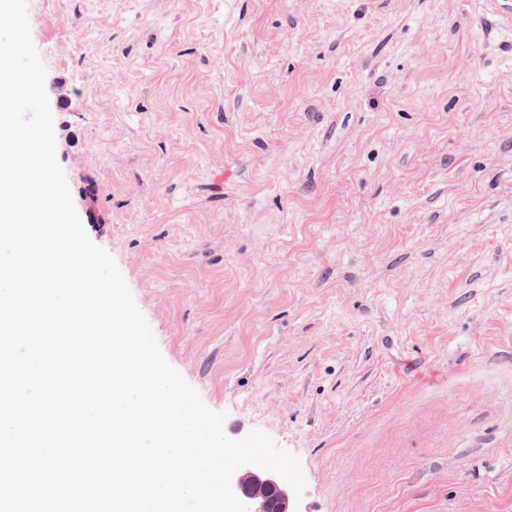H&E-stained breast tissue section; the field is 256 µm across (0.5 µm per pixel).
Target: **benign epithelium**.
Instances as JSON below:
<instances>
[{"mask_svg": "<svg viewBox=\"0 0 512 512\" xmlns=\"http://www.w3.org/2000/svg\"><path fill=\"white\" fill-rule=\"evenodd\" d=\"M231 486L250 512H299L292 488L274 472L244 465L234 473Z\"/></svg>", "mask_w": 512, "mask_h": 512, "instance_id": "1", "label": "benign epithelium"}]
</instances>
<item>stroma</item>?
Segmentation results:
<instances>
[{"label":"stroma","instance_id":"1","mask_svg":"<svg viewBox=\"0 0 512 512\" xmlns=\"http://www.w3.org/2000/svg\"><path fill=\"white\" fill-rule=\"evenodd\" d=\"M56 156L164 359L302 512H512V31L489 0H26Z\"/></svg>","mask_w":512,"mask_h":512}]
</instances>
